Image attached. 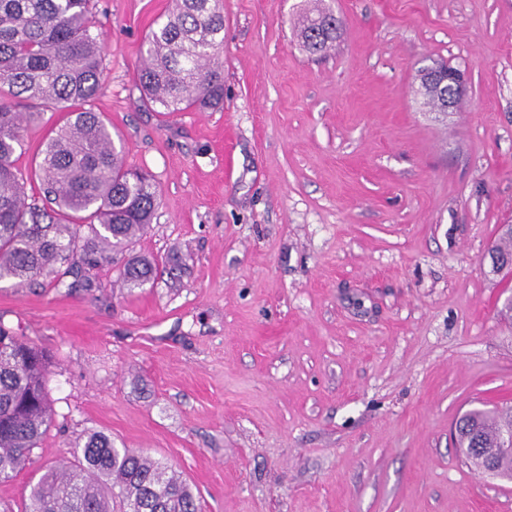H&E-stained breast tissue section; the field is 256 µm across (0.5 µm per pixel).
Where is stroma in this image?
Returning <instances> with one entry per match:
<instances>
[{"label":"stroma","instance_id":"1","mask_svg":"<svg viewBox=\"0 0 512 512\" xmlns=\"http://www.w3.org/2000/svg\"><path fill=\"white\" fill-rule=\"evenodd\" d=\"M171 0H97L93 108L159 204L90 287L0 283V323L49 351L51 423L0 481L96 432L196 488L200 512H512V484L455 448L459 417L512 402V0H224V105L168 116L136 85ZM341 20L312 55L314 5ZM444 60L455 112L415 95ZM147 257L165 273L126 288ZM328 13L318 11L314 17H311V13L308 12L299 19L298 31L299 37L303 48L311 54H318L324 52L330 44L333 43V39L336 34V29L339 27V21L335 18H328L323 21V24L329 28H336L333 31L322 33V38L319 39L317 35V21H320ZM443 72L445 78L440 82L437 91L434 93L437 107L433 112L447 114L455 111L459 100L465 96L466 79L463 71L449 65Z\"/></svg>","mask_w":512,"mask_h":512}]
</instances>
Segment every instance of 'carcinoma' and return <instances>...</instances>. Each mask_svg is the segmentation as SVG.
I'll use <instances>...</instances> for the list:
<instances>
[{"label":"carcinoma","mask_w":512,"mask_h":512,"mask_svg":"<svg viewBox=\"0 0 512 512\" xmlns=\"http://www.w3.org/2000/svg\"><path fill=\"white\" fill-rule=\"evenodd\" d=\"M325 16L298 21L303 48L324 52L336 31L317 35ZM136 81L146 104L169 114L224 104V7L174 0L145 42ZM103 47L92 0H0V283L22 285L53 272L94 267L145 230L157 186L126 167L109 123L92 110L103 90ZM59 119L37 152L34 172L17 165L23 125L42 111ZM40 183L43 203L26 201ZM122 280L139 288L157 276L149 260L129 263ZM51 355L0 323V479L28 464L47 431ZM512 411L472 410L455 424L457 448H494ZM25 512H198L190 483L160 460L89 436L61 469L29 485Z\"/></svg>","instance_id":"1"}]
</instances>
